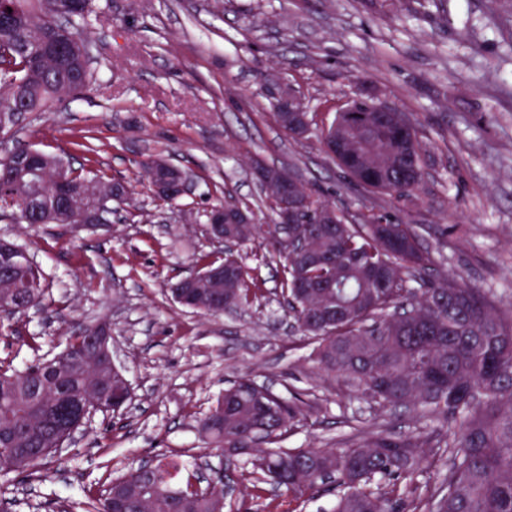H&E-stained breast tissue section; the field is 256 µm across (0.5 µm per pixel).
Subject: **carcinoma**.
Masks as SVG:
<instances>
[{
	"label": "carcinoma",
	"instance_id": "carcinoma-1",
	"mask_svg": "<svg viewBox=\"0 0 512 512\" xmlns=\"http://www.w3.org/2000/svg\"><path fill=\"white\" fill-rule=\"evenodd\" d=\"M11 22L0 25V142L17 131L9 114L21 103L30 112H49L65 97L77 98L94 79L93 56L80 28L96 13V0H4ZM356 151L378 155L396 148L393 165L374 172L371 186L408 194L419 186L424 150L417 129L405 138L394 128L379 140H357ZM38 170L0 162V217L21 224H78L88 213L106 211L98 191L114 183L95 161L78 169L58 156L36 152ZM236 244L267 240L283 267L282 288L298 332L311 346L310 359L366 403L386 409L409 407L436 422L451 465L436 491L424 498L425 512H512V316L496 310L495 297L452 276L424 278L431 259L410 224H349L332 230L319 224H236ZM304 237L322 255L303 268L293 249ZM237 287L235 307L260 290L238 259L224 258ZM317 284L297 288L300 275ZM0 308L24 290L42 305L46 285L40 268L17 261L13 244L0 241ZM99 325L70 336L65 354L18 369L0 363V473L29 480L57 452L64 423L58 412L93 404L101 391L119 383L106 355L88 345ZM200 420L206 447L250 462L261 480L302 493L335 476L344 492L333 512H404L418 477L435 467L419 435L380 432L350 448H286L299 408L248 379L224 389ZM257 426L269 430L266 448H249ZM156 468L113 478L102 493L91 490L81 512H112L111 492L126 500L125 512H224L225 475L192 489L195 476L174 455L155 456ZM175 475L183 494L173 496L166 478ZM376 479L391 485L372 489Z\"/></svg>",
	"mask_w": 512,
	"mask_h": 512
}]
</instances>
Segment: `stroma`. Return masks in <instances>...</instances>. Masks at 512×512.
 Instances as JSON below:
<instances>
[{
    "label": "stroma",
    "instance_id": "obj_1",
    "mask_svg": "<svg viewBox=\"0 0 512 512\" xmlns=\"http://www.w3.org/2000/svg\"><path fill=\"white\" fill-rule=\"evenodd\" d=\"M84 30L96 77L75 100L30 115L25 144L99 165L132 193L88 229L0 221V239L42 269L46 307L0 322V361L24 368L59 353L99 320L133 389L127 413H97L47 465L42 480L0 483L12 512H67L83 490L163 451L204 476L223 469L197 423L236 380L299 398L290 448H348L381 429L430 435L413 411L380 410L322 376L296 330L272 247L234 255L261 283L256 299L218 315L179 307L169 288L202 261L220 258L206 214L232 202L271 223L256 162L293 170L348 223L385 217L414 225L433 274H461L512 312V0H97ZM292 86L313 134L296 139L272 115L270 90ZM374 96L418 128L420 187L404 196L354 184L316 131L353 97ZM163 156L189 172L192 190L155 198L143 161ZM426 453L449 463L437 440ZM232 512H322L333 482L302 495L230 473Z\"/></svg>",
    "mask_w": 512,
    "mask_h": 512
}]
</instances>
